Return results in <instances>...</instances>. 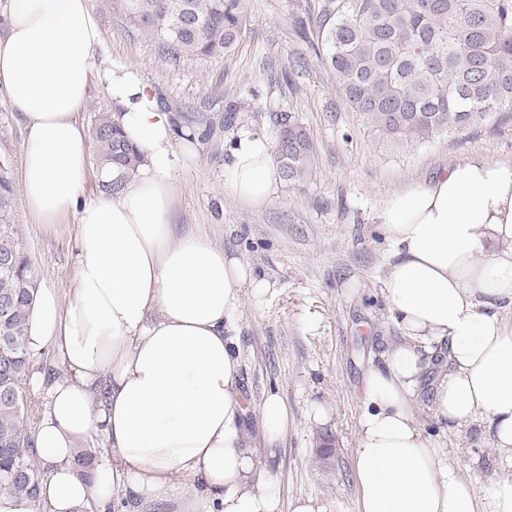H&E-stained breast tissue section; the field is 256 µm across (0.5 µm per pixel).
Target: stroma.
<instances>
[{
  "instance_id": "obj_1",
  "label": "stroma",
  "mask_w": 512,
  "mask_h": 512,
  "mask_svg": "<svg viewBox=\"0 0 512 512\" xmlns=\"http://www.w3.org/2000/svg\"><path fill=\"white\" fill-rule=\"evenodd\" d=\"M328 0H249L247 26L221 58L172 59L129 18L124 0H91L113 61L137 66L176 121L203 115L214 123L197 141L193 164L177 167L176 222L242 257L266 282L245 297L231 335L241 348L240 385L247 446L278 479L281 512L313 498L325 512H358L353 467L361 383L397 332L381 295L389 252L378 230L384 195L474 155L512 161V112H494L463 132L393 146L345 100L335 74L300 34L311 10ZM249 98L247 111L224 127V107ZM295 113L314 144L310 173L281 183L266 205L249 208L224 191L234 142L248 131L276 132V115ZM20 116L0 93V155L19 166ZM14 222L36 287L67 295L73 285L76 220L35 223L23 198ZM271 393L288 407L287 432L268 453L260 406ZM331 443L332 455L317 450ZM463 474L489 486L500 468L484 435L448 436Z\"/></svg>"
}]
</instances>
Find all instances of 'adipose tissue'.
<instances>
[{
	"label": "adipose tissue",
	"instance_id": "ef3b65f1",
	"mask_svg": "<svg viewBox=\"0 0 512 512\" xmlns=\"http://www.w3.org/2000/svg\"><path fill=\"white\" fill-rule=\"evenodd\" d=\"M0 89L19 112L20 185L31 215L77 219L75 282L37 291L31 353L63 373L45 393L31 452L37 500L0 490V512H280L277 478L245 448L240 348L228 331L265 285L206 234L178 229L174 169L195 156L188 127L135 65L104 48L90 0H0ZM146 162L117 194L86 195L91 138L77 115L92 86ZM224 189L248 207L281 180L276 141L243 135ZM382 280L401 342L365 375L354 471L359 512H512V163L466 158L384 196ZM427 405L429 422L418 416ZM437 433L427 431V424ZM485 432L502 468L483 489L441 436ZM95 482L74 463L95 438Z\"/></svg>",
	"mask_w": 512,
	"mask_h": 512
}]
</instances>
